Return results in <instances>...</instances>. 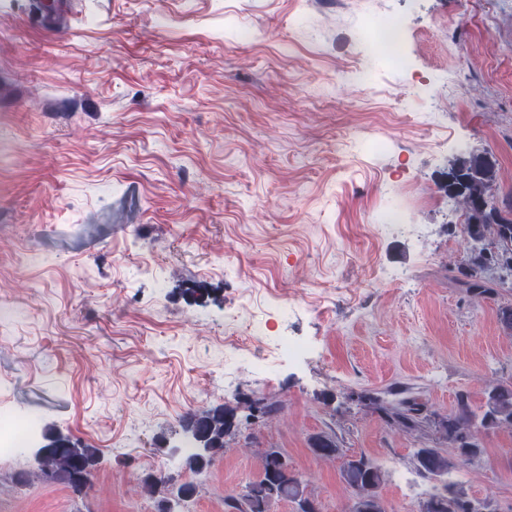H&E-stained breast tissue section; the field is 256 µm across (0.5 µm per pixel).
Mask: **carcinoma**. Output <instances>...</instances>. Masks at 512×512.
Segmentation results:
<instances>
[{
    "mask_svg": "<svg viewBox=\"0 0 512 512\" xmlns=\"http://www.w3.org/2000/svg\"><path fill=\"white\" fill-rule=\"evenodd\" d=\"M455 173L461 201L480 199L485 207L466 213L471 240L483 241L485 234H495L498 241V255L502 261L494 259L487 246H471L465 264L456 267L454 279L475 297L492 298L498 289L512 288V206L497 204L492 195L496 179V160L488 155L471 156L452 168ZM395 399L384 401L370 396L368 400L388 421L409 430L422 428L421 408L413 400L404 396V391L391 392ZM250 411L257 409L264 417L279 411V404L263 399L246 400L244 406ZM238 405H222L191 416L186 431L193 443V450L185 457L184 466L189 472L198 475L205 471L219 456L224 455L225 436L228 435V422L236 418ZM512 429V382H502L488 390L486 403L481 415L471 409L468 395L461 392L457 396L455 412L437 422L441 438L448 443L453 454L442 448L423 445L414 453V462L420 474L442 483L440 491L430 496L432 500L452 502L466 495L465 489L448 480L454 470L480 458L483 453L474 428ZM38 469L41 476L69 488L75 484L81 472L93 467L97 460L94 448H80L74 443L59 437L48 438ZM310 451L319 457L341 460L340 475L353 494L364 497L361 512H379V489L384 482V474L375 462L361 454L345 455L336 441L329 435L318 434L310 442ZM283 453L276 448H267L261 455L262 477L247 483L239 496L225 499L227 507L235 512H267L273 501L286 500L300 504L308 499L307 482H291L278 473L279 460ZM143 492L149 497L160 496L158 512H185L186 505L198 493V486L185 482L178 486L175 495L166 494L162 486L149 478L141 481Z\"/></svg>",
    "mask_w": 512,
    "mask_h": 512,
    "instance_id": "cac0c4a2",
    "label": "carcinoma"
}]
</instances>
